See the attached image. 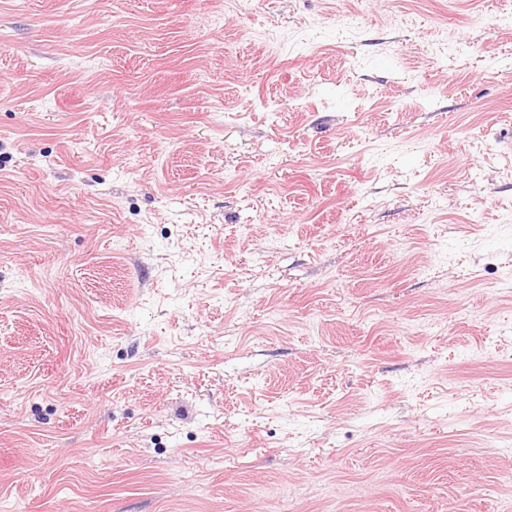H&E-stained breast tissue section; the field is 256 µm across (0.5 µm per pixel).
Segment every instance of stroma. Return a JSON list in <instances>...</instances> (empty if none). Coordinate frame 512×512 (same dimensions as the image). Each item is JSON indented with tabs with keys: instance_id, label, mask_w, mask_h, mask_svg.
<instances>
[{
	"instance_id": "stroma-1",
	"label": "stroma",
	"mask_w": 512,
	"mask_h": 512,
	"mask_svg": "<svg viewBox=\"0 0 512 512\" xmlns=\"http://www.w3.org/2000/svg\"><path fill=\"white\" fill-rule=\"evenodd\" d=\"M0 512H512V0H0Z\"/></svg>"
}]
</instances>
